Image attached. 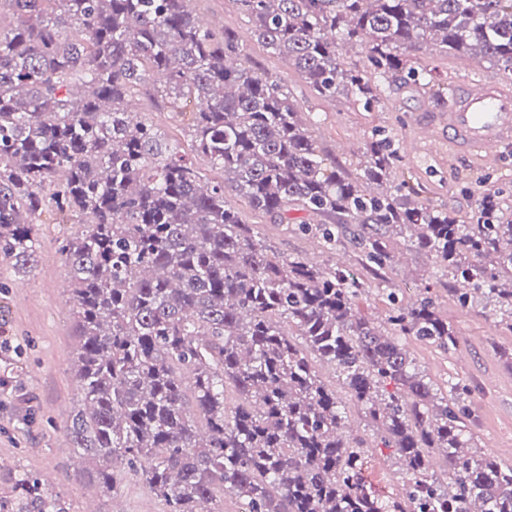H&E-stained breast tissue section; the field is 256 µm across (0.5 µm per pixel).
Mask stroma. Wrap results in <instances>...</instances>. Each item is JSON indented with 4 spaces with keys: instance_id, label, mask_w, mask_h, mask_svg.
<instances>
[{
    "instance_id": "obj_1",
    "label": "stroma",
    "mask_w": 512,
    "mask_h": 512,
    "mask_svg": "<svg viewBox=\"0 0 512 512\" xmlns=\"http://www.w3.org/2000/svg\"><path fill=\"white\" fill-rule=\"evenodd\" d=\"M190 7L195 16L214 18L216 30L237 34L246 66L281 83L289 102L309 121L317 146L343 177L358 176L365 144L375 131L403 143L435 109L428 88L389 79L380 82V102L370 110L343 97H318L293 67L257 40L235 0H191ZM411 59L432 69L444 88L464 76L500 78L489 63L450 56L428 44ZM135 100L138 119L151 124L170 145L187 147V117L168 98L147 87ZM395 178L413 185L419 201L448 209L465 223L486 194L495 195L512 212V145L501 149L496 164L482 166L425 144L418 154L403 156ZM243 217L281 255H300L323 266L337 263L354 272L365 284L359 309L375 322H384L388 313L386 289L395 290L402 305L427 292L455 327L457 346L444 351L412 338L406 346L433 381L455 378L468 385L479 448L512 464V334L497 328L489 304L459 308L453 298L456 280L435 276L432 257L404 238L394 239L395 263L379 279L362 267L352 240H344L330 254L296 224H278L248 209ZM78 227L77 218L44 212L37 227L41 248L35 265L20 269L0 256V504L14 502L16 476L28 472L62 491L70 512H83L88 504L95 512H166L163 501L135 477L125 478L113 492L101 488L94 479L95 464L73 449L67 434V419L79 407L81 393L72 373L76 327L68 290L71 276L56 240ZM351 425L355 436L366 441L363 475L368 486L380 495L400 497L403 475L392 449L373 436L359 411H352Z\"/></svg>"
}]
</instances>
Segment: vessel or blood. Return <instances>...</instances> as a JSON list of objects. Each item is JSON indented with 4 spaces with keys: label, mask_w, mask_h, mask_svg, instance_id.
I'll use <instances>...</instances> for the list:
<instances>
[{
    "label": "vessel or blood",
    "mask_w": 512,
    "mask_h": 512,
    "mask_svg": "<svg viewBox=\"0 0 512 512\" xmlns=\"http://www.w3.org/2000/svg\"><path fill=\"white\" fill-rule=\"evenodd\" d=\"M431 124L447 139L450 156L489 160L512 144V88L476 78L454 84Z\"/></svg>",
    "instance_id": "obj_1"
}]
</instances>
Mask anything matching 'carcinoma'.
<instances>
[{
	"mask_svg": "<svg viewBox=\"0 0 512 512\" xmlns=\"http://www.w3.org/2000/svg\"><path fill=\"white\" fill-rule=\"evenodd\" d=\"M0 23V254L32 264L44 206L92 222L61 239L80 344L82 405L73 447L102 487L130 475L167 512H512V465L480 453L468 390L441 389L403 339L439 349L456 332L435 303L388 294L386 320L359 315L364 283L341 266L286 257L258 237L233 198L281 224L288 212L329 252L347 225L366 266L393 264L409 233L446 276L480 295L512 333V216L494 196L473 222L413 199L391 180L390 137L366 143L360 176L328 168L279 82L246 67L235 34L195 19L190 0H4ZM257 39L321 97L369 108L389 77L435 85L410 52L433 44L512 80V0H237ZM366 50L346 67L336 39ZM193 100L191 152L224 171L205 180L131 111L141 85ZM334 370L345 401L321 379ZM237 395L232 406L225 392ZM393 449L404 493L367 487L348 403ZM441 459V474L431 459ZM13 512H69L62 494L21 473Z\"/></svg>",
	"mask_w": 512,
	"mask_h": 512,
	"instance_id": "1",
	"label": "carcinoma"
}]
</instances>
